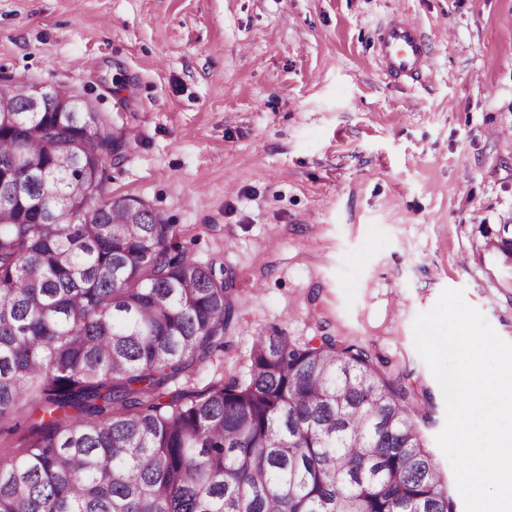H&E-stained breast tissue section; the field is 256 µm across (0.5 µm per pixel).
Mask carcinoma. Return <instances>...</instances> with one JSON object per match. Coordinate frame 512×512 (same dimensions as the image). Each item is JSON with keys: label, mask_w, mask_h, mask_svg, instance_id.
Instances as JSON below:
<instances>
[{"label": "carcinoma", "mask_w": 512, "mask_h": 512, "mask_svg": "<svg viewBox=\"0 0 512 512\" xmlns=\"http://www.w3.org/2000/svg\"><path fill=\"white\" fill-rule=\"evenodd\" d=\"M0 83V512H456L401 378L363 345L256 337L249 377L193 387L238 297L176 225L105 195L96 112Z\"/></svg>", "instance_id": "carcinoma-1"}]
</instances>
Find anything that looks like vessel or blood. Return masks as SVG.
<instances>
[{
	"instance_id": "1",
	"label": "vessel or blood",
	"mask_w": 512,
	"mask_h": 512,
	"mask_svg": "<svg viewBox=\"0 0 512 512\" xmlns=\"http://www.w3.org/2000/svg\"><path fill=\"white\" fill-rule=\"evenodd\" d=\"M377 51L389 78L416 79L427 56V43L417 23L399 18L377 39Z\"/></svg>"
}]
</instances>
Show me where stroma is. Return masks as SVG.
Here are the masks:
<instances>
[{"label":"stroma","mask_w":512,"mask_h":512,"mask_svg":"<svg viewBox=\"0 0 512 512\" xmlns=\"http://www.w3.org/2000/svg\"><path fill=\"white\" fill-rule=\"evenodd\" d=\"M401 15L428 43L404 84L375 51ZM0 78L66 86L129 132L107 194L232 274L230 341L197 387L247 377L273 326L366 344L407 372L457 494L413 324L458 289L512 342L495 247L512 225V0H0Z\"/></svg>","instance_id":"1"}]
</instances>
